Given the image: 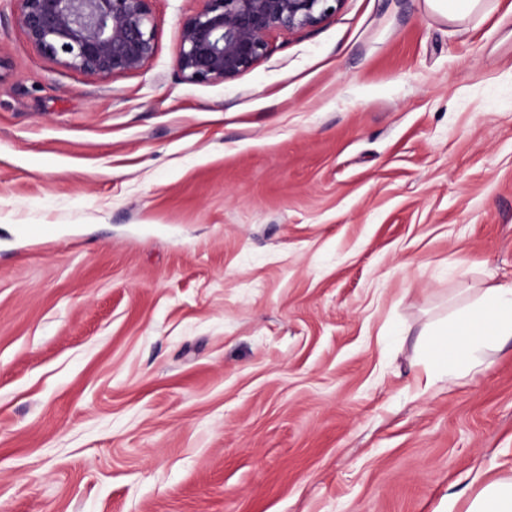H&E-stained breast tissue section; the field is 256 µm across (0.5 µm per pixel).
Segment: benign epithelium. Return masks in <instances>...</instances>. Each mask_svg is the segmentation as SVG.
Here are the masks:
<instances>
[{"mask_svg": "<svg viewBox=\"0 0 512 512\" xmlns=\"http://www.w3.org/2000/svg\"><path fill=\"white\" fill-rule=\"evenodd\" d=\"M29 42L63 67L102 80L154 57L153 0H13ZM181 23L177 67L190 82H223L266 55L269 35L320 24L343 0H202Z\"/></svg>", "mask_w": 512, "mask_h": 512, "instance_id": "benign-epithelium-1", "label": "benign epithelium"}]
</instances>
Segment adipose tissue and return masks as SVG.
Returning a JSON list of instances; mask_svg holds the SVG:
<instances>
[{"mask_svg": "<svg viewBox=\"0 0 512 512\" xmlns=\"http://www.w3.org/2000/svg\"><path fill=\"white\" fill-rule=\"evenodd\" d=\"M512 339V284L486 289L429 332L424 341L432 368L450 378L470 371L484 350Z\"/></svg>", "mask_w": 512, "mask_h": 512, "instance_id": "1", "label": "adipose tissue"}]
</instances>
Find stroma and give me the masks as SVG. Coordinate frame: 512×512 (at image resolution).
I'll return each mask as SVG.
<instances>
[{
  "instance_id": "stroma-1",
  "label": "stroma",
  "mask_w": 512,
  "mask_h": 512,
  "mask_svg": "<svg viewBox=\"0 0 512 512\" xmlns=\"http://www.w3.org/2000/svg\"><path fill=\"white\" fill-rule=\"evenodd\" d=\"M101 81L0 0V512H465L512 476V0H343L233 79ZM28 224H50L45 238ZM432 8L450 19H463L481 8L482 0H429ZM422 336H428L426 359L439 375L453 378L470 371L484 350L512 339V284L487 288Z\"/></svg>"
}]
</instances>
